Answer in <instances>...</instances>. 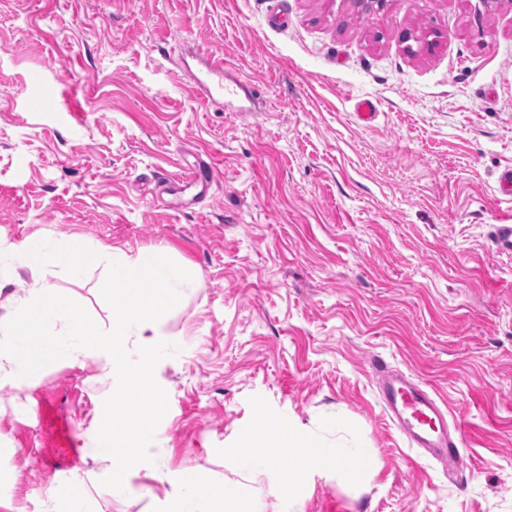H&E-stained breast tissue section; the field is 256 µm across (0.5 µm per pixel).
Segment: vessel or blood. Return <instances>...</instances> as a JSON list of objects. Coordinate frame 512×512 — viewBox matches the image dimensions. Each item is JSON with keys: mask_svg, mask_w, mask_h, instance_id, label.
Masks as SVG:
<instances>
[{"mask_svg": "<svg viewBox=\"0 0 512 512\" xmlns=\"http://www.w3.org/2000/svg\"><path fill=\"white\" fill-rule=\"evenodd\" d=\"M207 64L212 71L219 73L220 79L216 86L211 87L203 84L198 77H191V88L198 97L209 101L217 94L237 95L244 92V85L230 75L223 57L208 53ZM369 366L381 408L405 436L409 446L425 449L431 457L447 464L449 473L467 468L462 438L449 433L448 413L433 389L390 370L381 358H370Z\"/></svg>", "mask_w": 512, "mask_h": 512, "instance_id": "b4317fda", "label": "vessel or blood"}]
</instances>
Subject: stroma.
<instances>
[{
    "instance_id": "35a3bbf8",
    "label": "stroma",
    "mask_w": 512,
    "mask_h": 512,
    "mask_svg": "<svg viewBox=\"0 0 512 512\" xmlns=\"http://www.w3.org/2000/svg\"><path fill=\"white\" fill-rule=\"evenodd\" d=\"M207 51L256 111L191 92ZM358 97L378 102L370 126ZM202 160L209 185L165 186ZM510 166L512 0L479 18L472 0H0V246L163 255L198 283L160 320L177 347L155 369L165 483L139 464L126 497L101 486L114 387L94 350L0 382V497L44 512L76 473L98 512H152L183 477L236 486L216 450L259 395L307 433L343 417L371 450L364 484L315 478L303 512H512V255L491 239L512 224ZM106 274L44 277L102 327ZM375 355L447 405L465 471L384 416Z\"/></svg>"
}]
</instances>
